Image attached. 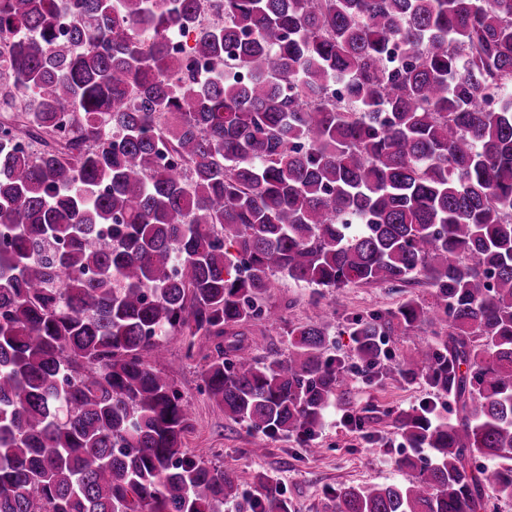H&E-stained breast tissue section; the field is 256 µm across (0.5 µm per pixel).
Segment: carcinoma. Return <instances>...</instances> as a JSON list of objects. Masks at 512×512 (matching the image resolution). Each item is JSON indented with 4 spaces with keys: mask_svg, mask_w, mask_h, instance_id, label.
<instances>
[{
    "mask_svg": "<svg viewBox=\"0 0 512 512\" xmlns=\"http://www.w3.org/2000/svg\"><path fill=\"white\" fill-rule=\"evenodd\" d=\"M0 110V512H290L188 452L156 367L182 337L226 417L312 447L348 368L329 312L251 355L278 274L408 289L354 355L419 330L391 371L453 413L387 411L429 455L329 512L512 499V0H0Z\"/></svg>",
    "mask_w": 512,
    "mask_h": 512,
    "instance_id": "cac0c4a2",
    "label": "carcinoma"
}]
</instances>
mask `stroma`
Segmentation results:
<instances>
[{"instance_id":"35a3bbf8","label":"stroma","mask_w":512,"mask_h":512,"mask_svg":"<svg viewBox=\"0 0 512 512\" xmlns=\"http://www.w3.org/2000/svg\"><path fill=\"white\" fill-rule=\"evenodd\" d=\"M399 299V294L366 285L328 291L318 299L311 287L276 277L268 303L284 321L249 327L254 356L287 355L285 322L309 321L324 307L336 312L326 353L349 369L344 394L327 410L313 451L300 447L294 438L258 434L225 417L203 390L201 363L187 359L180 337H171L160 369L194 407L195 428L185 438L188 451L233 471L247 497L257 492V476L274 475L293 512H327L328 497L339 487L408 482L409 472L398 469L396 462L408 455L409 448L386 412L418 407L435 400L437 394L420 380L368 381L349 336L353 318L393 307Z\"/></svg>"}]
</instances>
